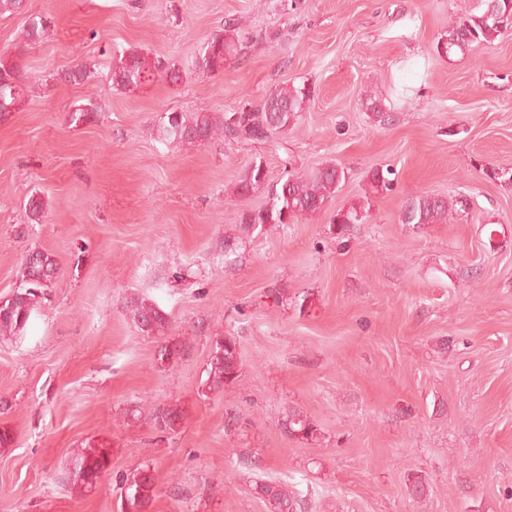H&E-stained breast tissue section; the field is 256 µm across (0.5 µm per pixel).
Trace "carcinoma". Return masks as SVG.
I'll return each instance as SVG.
<instances>
[{
	"instance_id": "1",
	"label": "carcinoma",
	"mask_w": 512,
	"mask_h": 512,
	"mask_svg": "<svg viewBox=\"0 0 512 512\" xmlns=\"http://www.w3.org/2000/svg\"><path fill=\"white\" fill-rule=\"evenodd\" d=\"M484 9L448 25L444 39L437 42L438 54H448L453 49L465 51L475 45L488 44L512 29V0H483ZM50 25L47 19L35 16L28 21L23 33V45L46 39ZM238 31L226 27L214 35L196 53L194 69L213 73L224 71L225 62L239 54ZM158 75L175 84L183 78V69L174 63H163L138 51L118 54L112 58L111 80L114 86L134 92L140 85ZM27 76L15 62L0 59V112H9L23 98L22 91ZM313 90L305 85H282L272 89L254 112H228L218 116L212 112H166L155 126L157 139L166 144L201 146L217 136L246 144L276 143L277 134L297 123L300 113L309 108ZM392 169L374 167L370 178L375 187L388 190L392 187ZM347 179V170L337 164H327L310 177L290 174L276 182L269 179L262 161H252L233 185V193L247 198L259 190L267 191L264 205L241 211L238 224L247 236L263 233L272 226L292 224L304 215L322 211ZM456 203L442 196L420 194L405 201L401 222L421 226L441 224L455 210ZM370 205L358 202L336 211L331 221L333 233L345 234L353 224H363L369 216ZM23 262L20 284L12 295L0 300V339H10L21 333L35 312L39 299L52 287L59 274L54 256L41 250L28 252ZM130 318L136 328L148 335L166 327V314L153 302L138 298L129 307ZM240 373L239 342L236 337L220 336L213 344L201 395L220 392L238 380ZM150 421L161 432L177 431L182 421V409L169 404L153 409ZM282 425L288 433L307 441L316 440V426L302 413L291 410ZM108 449L93 443L77 449L66 470L64 479L70 485L93 488L99 476L109 469ZM156 476L153 466L145 464L134 473L126 475L121 484V512H142L153 497ZM253 493L266 503L268 512H308L300 494L285 484L257 479L252 484Z\"/></svg>"
}]
</instances>
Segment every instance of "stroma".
<instances>
[{
	"label": "stroma",
	"instance_id": "35a3bbf8",
	"mask_svg": "<svg viewBox=\"0 0 512 512\" xmlns=\"http://www.w3.org/2000/svg\"><path fill=\"white\" fill-rule=\"evenodd\" d=\"M482 0H26L0 16V56L29 89L0 112V297L29 250L60 271L23 335L0 340V512H121L120 480L157 474L146 512H267L252 480H277L311 512H512V30L442 56L450 21ZM50 36L21 47L30 17ZM243 36L222 72L189 64L224 27ZM136 50L187 67L136 92L113 88V55ZM95 76L75 84L67 70ZM283 84L314 87L280 151L218 137L167 145L153 127L171 111L254 110ZM388 121L374 119L367 96ZM94 100L89 120L73 106ZM290 166H283V157ZM271 179L329 163L349 178L321 213L242 235L231 195L254 159ZM374 166L397 174L377 192ZM462 197L444 224L400 221L415 195ZM44 203L31 221V196ZM371 209L345 240L336 210ZM281 290L275 304L268 292ZM167 316L138 331L127 304ZM240 343V377L202 395L211 343ZM182 341L174 362L164 344ZM138 402L142 418L124 412ZM183 409L174 433L149 416ZM307 415L317 439L282 426ZM110 451L104 480L62 479L87 441ZM421 474L424 499L405 480Z\"/></svg>",
	"mask_w": 512,
	"mask_h": 512
}]
</instances>
